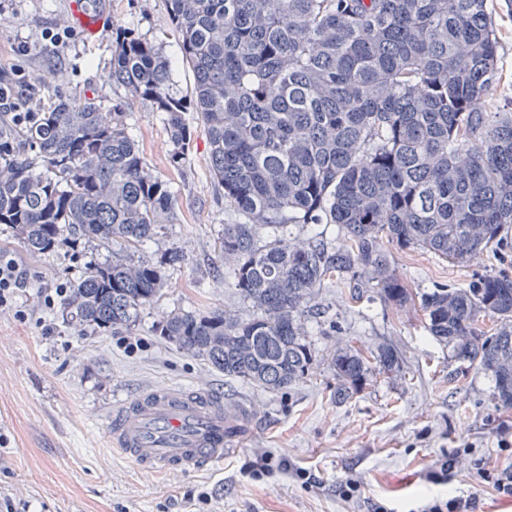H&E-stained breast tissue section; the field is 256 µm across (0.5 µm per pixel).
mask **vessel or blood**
Masks as SVG:
<instances>
[{
    "mask_svg": "<svg viewBox=\"0 0 512 512\" xmlns=\"http://www.w3.org/2000/svg\"><path fill=\"white\" fill-rule=\"evenodd\" d=\"M236 411L218 393L150 386L114 403L104 420L110 447L137 466L191 474L223 462L224 428Z\"/></svg>",
    "mask_w": 512,
    "mask_h": 512,
    "instance_id": "vessel-or-blood-1",
    "label": "vessel or blood"
}]
</instances>
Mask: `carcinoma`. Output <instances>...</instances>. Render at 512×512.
Listing matches in <instances>:
<instances>
[{
  "label": "carcinoma",
  "mask_w": 512,
  "mask_h": 512,
  "mask_svg": "<svg viewBox=\"0 0 512 512\" xmlns=\"http://www.w3.org/2000/svg\"><path fill=\"white\" fill-rule=\"evenodd\" d=\"M492 0H165L194 77L172 91L158 47L133 27L109 31L112 89L163 113L171 163L185 159L199 114L214 179L242 220L224 225L231 287L251 308L174 313L159 335L224 376L289 389L316 360L304 320L327 282L413 307L450 357L490 375L512 409V274L422 291L392 251L467 265L508 245L512 106L499 87ZM177 220L169 183L148 167L122 101L59 95L37 125L0 137V224L30 250L80 238L136 248ZM289 224H335L343 243L300 241ZM163 266L94 263L67 307L85 326L129 329L161 294ZM491 325H486V322ZM343 403L374 375L399 372L391 343L329 353Z\"/></svg>",
  "instance_id": "1"
}]
</instances>
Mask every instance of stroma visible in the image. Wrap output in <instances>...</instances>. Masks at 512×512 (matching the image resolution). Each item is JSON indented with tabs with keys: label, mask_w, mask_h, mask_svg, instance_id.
I'll list each match as a JSON object with an SVG mask.
<instances>
[{
	"label": "stroma",
	"mask_w": 512,
	"mask_h": 512,
	"mask_svg": "<svg viewBox=\"0 0 512 512\" xmlns=\"http://www.w3.org/2000/svg\"><path fill=\"white\" fill-rule=\"evenodd\" d=\"M78 0H9L0 24V64L28 80L47 74L63 94L111 96L105 80L112 46L90 36L76 16ZM104 27L134 26L153 41L173 69V90L189 94L191 70L183 64L164 0H109ZM502 65L497 103L512 96V5L494 0ZM67 34L54 48L48 32ZM129 132L152 172L176 192L179 219L163 225L133 252L156 262L180 250L182 263L166 268L159 300L145 307L132 330L111 333L71 318L60 288L83 278L87 262L125 257V250L80 239L55 252L30 253L8 225L0 224V250L26 270L28 285L12 308L0 310V512H414L430 499L477 495L482 512H512V498L480 482L484 468L512 467L501 445L512 410L496 407L492 382L480 369L451 359L430 336L421 312L395 311L372 292L352 301L347 289L323 288L331 310L323 334L308 320L318 358L306 380L280 392L237 381L184 353L159 336L161 320L175 312L229 308L249 314L231 286L218 251L225 225L238 219L213 179L208 144L197 113H187L193 133L180 167L150 103L125 105ZM398 272L422 288L467 286L484 271L506 268L501 251L469 265L439 262L422 251H397ZM54 294L46 303V294ZM355 345L388 342L404 356L402 372L378 376L347 402L332 398L336 384L324 357L338 339ZM177 385L222 392L225 402L250 407L246 436L223 463L190 474L140 469L109 448L101 415L139 388ZM263 456L271 474L244 476V464ZM359 490L346 498L345 480Z\"/></svg>",
	"instance_id": "obj_1"
}]
</instances>
